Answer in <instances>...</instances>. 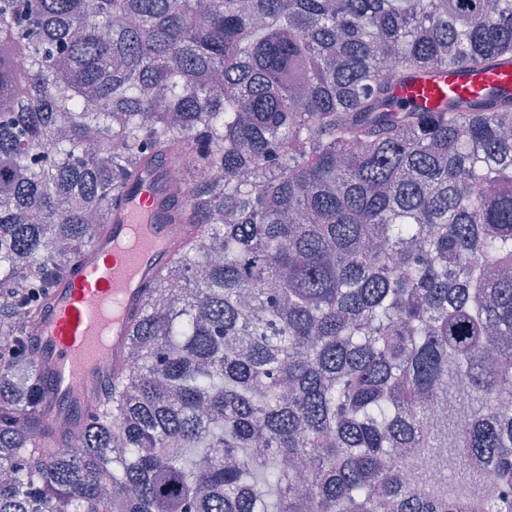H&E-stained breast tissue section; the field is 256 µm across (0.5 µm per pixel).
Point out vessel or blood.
<instances>
[{
    "instance_id": "vessel-or-blood-1",
    "label": "vessel or blood",
    "mask_w": 512,
    "mask_h": 512,
    "mask_svg": "<svg viewBox=\"0 0 512 512\" xmlns=\"http://www.w3.org/2000/svg\"><path fill=\"white\" fill-rule=\"evenodd\" d=\"M471 93L484 99L512 96V61L490 72L423 74L397 91L432 112ZM164 170L157 165L127 186L91 248L42 304L31 358L59 424L80 422L88 396L99 395L111 382L112 367L120 361L158 272L195 233L194 225L173 222Z\"/></svg>"
}]
</instances>
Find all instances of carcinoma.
Wrapping results in <instances>:
<instances>
[{
	"label": "carcinoma",
	"mask_w": 512,
	"mask_h": 512,
	"mask_svg": "<svg viewBox=\"0 0 512 512\" xmlns=\"http://www.w3.org/2000/svg\"><path fill=\"white\" fill-rule=\"evenodd\" d=\"M512 0H0V512H512ZM161 161L193 224L74 430L40 306ZM468 93L476 94L470 96ZM400 97L413 98L416 103L435 112L454 98L494 99L512 96V61L508 60L490 72H434L415 77L408 85L397 90Z\"/></svg>",
	"instance_id": "1"
}]
</instances>
